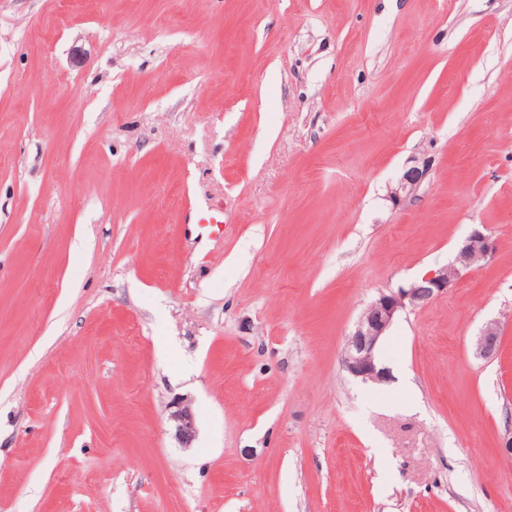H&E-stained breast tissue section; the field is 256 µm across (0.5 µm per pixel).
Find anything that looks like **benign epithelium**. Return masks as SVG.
<instances>
[{"label":"benign epithelium","mask_w":512,"mask_h":512,"mask_svg":"<svg viewBox=\"0 0 512 512\" xmlns=\"http://www.w3.org/2000/svg\"><path fill=\"white\" fill-rule=\"evenodd\" d=\"M426 172V166L420 164L418 159H411L410 166L390 192V199L398 202L414 196ZM494 250L492 238L482 230L475 229L460 243L451 264L379 293L359 317L348 337L342 359L344 369L365 382L388 380L390 371L379 362L377 350L397 318L408 310L421 309L447 293L455 285L461 271L489 261ZM499 339L497 323L487 324L474 343L475 354L481 358L491 357L497 350ZM170 420L175 424L176 435L183 443L188 444L194 439L195 422L189 408L176 407L170 413Z\"/></svg>","instance_id":"7a95c632"}]
</instances>
